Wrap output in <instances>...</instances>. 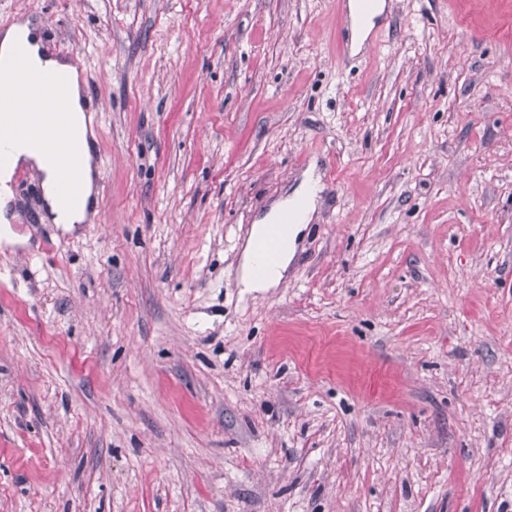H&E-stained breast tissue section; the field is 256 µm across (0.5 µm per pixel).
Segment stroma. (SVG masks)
Returning <instances> with one entry per match:
<instances>
[{
    "instance_id": "stroma-1",
    "label": "stroma",
    "mask_w": 512,
    "mask_h": 512,
    "mask_svg": "<svg viewBox=\"0 0 512 512\" xmlns=\"http://www.w3.org/2000/svg\"><path fill=\"white\" fill-rule=\"evenodd\" d=\"M0 0L80 60L95 223L0 248V512H512V0ZM323 190L285 280L250 229ZM385 0H378L376 4H374L371 13L366 17V24L361 25L358 22L359 16V5L357 3H353V0H350L348 5L349 15L351 17V26H352V43L353 46L359 50L362 44L364 43L367 35L370 30L373 28L375 21L382 16L385 9ZM319 180L310 172L306 180L295 190L293 195L276 204V206L258 224H254L250 236L243 249V262L240 276L242 288L246 291H262L277 286L288 268L295 252V243L306 225L312 220L317 208L319 192ZM300 205L301 215L299 222L290 224L284 229V246L280 258L271 271L264 275H258L255 271L256 263L260 271L270 268L276 261L280 224H288L295 221L294 214H287L282 218L280 224L274 226L270 231L272 237L264 243L256 253V241L266 232L269 225L273 224L279 214L290 207Z\"/></svg>"
}]
</instances>
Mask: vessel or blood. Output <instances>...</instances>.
Listing matches in <instances>:
<instances>
[{"label": "vessel or blood", "mask_w": 512, "mask_h": 512, "mask_svg": "<svg viewBox=\"0 0 512 512\" xmlns=\"http://www.w3.org/2000/svg\"><path fill=\"white\" fill-rule=\"evenodd\" d=\"M0 76L21 84L27 91L23 106L0 109V122L10 124L16 138H36L69 163L59 171L58 189L61 204L80 199L83 179L77 154L78 141L67 118L68 80L61 73L36 76L30 73L25 51L16 52L0 63Z\"/></svg>", "instance_id": "vessel-or-blood-1"}]
</instances>
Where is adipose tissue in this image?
Masks as SVG:
<instances>
[{
  "label": "adipose tissue",
  "instance_id": "1",
  "mask_svg": "<svg viewBox=\"0 0 512 512\" xmlns=\"http://www.w3.org/2000/svg\"><path fill=\"white\" fill-rule=\"evenodd\" d=\"M27 52L30 69L39 73H65L68 77V107L73 131L83 152L84 192L81 201L67 209L61 208L57 194V162L46 148L33 141L11 143L8 160L0 165V244H12L16 236L10 228L13 200L11 183L18 168H28L41 176L43 219L51 224L74 227L91 223L96 214L98 166L95 160V134L91 119L86 114L84 81L76 66L63 57L49 52L41 39L38 27L25 16L18 17L11 24L0 28V60L12 57L17 49ZM319 180L307 176L293 195L276 204L260 223L255 224L243 249L240 283L245 290L262 291L277 286L294 255L295 243L312 220L317 208ZM300 206L301 215L297 223L284 230V246L280 258L271 271L260 275L255 271L257 263L256 242L273 224L279 214L292 206Z\"/></svg>",
  "mask_w": 512,
  "mask_h": 512
}]
</instances>
